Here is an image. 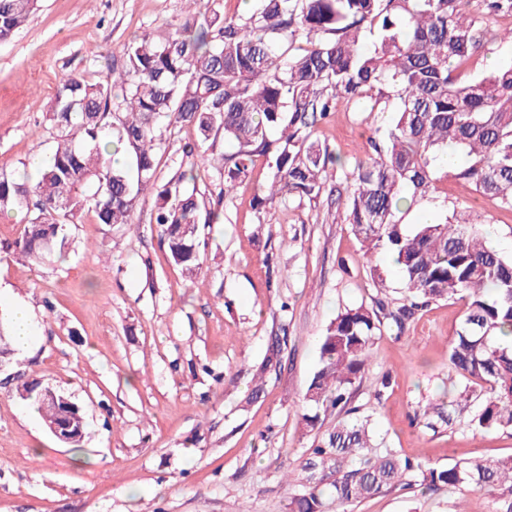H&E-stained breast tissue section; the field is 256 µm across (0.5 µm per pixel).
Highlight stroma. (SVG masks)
Returning a JSON list of instances; mask_svg holds the SVG:
<instances>
[{"label":"stroma","instance_id":"35a3bbf8","mask_svg":"<svg viewBox=\"0 0 512 512\" xmlns=\"http://www.w3.org/2000/svg\"><path fill=\"white\" fill-rule=\"evenodd\" d=\"M185 0H40L0 43V172L35 175L51 152L49 113L66 76L93 81L121 65L131 35L180 27ZM390 112L342 102L313 138L341 160L314 199L254 197L270 179L266 160L231 193L205 168L206 196L220 224L199 227L204 266L187 276L153 222V199H136L127 225L85 214L60 258L33 264L12 244L26 213L0 214V307L22 301L36 313L31 354L0 370V512H287L300 488L287 482L311 453L315 430L303 396L319 362V340L337 312L397 297V272L378 292L371 264L335 188L353 181L356 160ZM162 180L200 164L187 154L195 129L162 134ZM415 203L402 223L458 211L512 255V211L448 179ZM465 309L439 301L404 327L389 326L351 403L370 417L376 439L439 466L456 459L512 455V432H476L467 417L431 430L415 413L453 396L460 377L448 361ZM286 333L281 362L255 401L247 396L272 336ZM391 386L375 391L382 375ZM70 396L85 419L72 448L27 414L19 383ZM494 495L413 487L383 493L349 512H493Z\"/></svg>","mask_w":512,"mask_h":512}]
</instances>
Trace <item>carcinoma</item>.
Returning a JSON list of instances; mask_svg holds the SVG:
<instances>
[{"instance_id":"cac0c4a2","label":"carcinoma","mask_w":512,"mask_h":512,"mask_svg":"<svg viewBox=\"0 0 512 512\" xmlns=\"http://www.w3.org/2000/svg\"><path fill=\"white\" fill-rule=\"evenodd\" d=\"M468 2L256 0L244 19L198 10L173 32L131 37L121 70L96 82L63 79L52 112L55 146L36 179L0 174V210L32 215L14 242L32 261L62 251L70 226L85 213L108 226L131 223L136 198L150 189L171 258L192 276L202 265L199 225L219 224L221 214L208 207L196 169L160 181L161 125L193 126L198 140L191 153L219 135L232 144L233 152L205 159L226 188L266 159L270 182L255 197L262 207L277 196H318L338 158L311 133L337 101L368 98L370 111L382 112L386 90L393 92L398 104L382 133L383 150L356 161L346 207L370 258L391 256L403 304L388 313L381 301L347 306L321 336V363L304 395L317 412L303 419L314 428L319 411L339 408L348 419L321 435L303 465L304 489L290 497L288 512H324L325 490L336 512H348L355 503L411 486L407 477L433 491L486 490L497 496V512H512V456L459 459L439 468L381 446L370 419L346 408L381 335L380 313L401 328L431 303L459 296L466 310L448 360L461 381L452 401L425 407V427L451 425L453 415L471 407L479 385L484 401L471 424L512 431V343L500 341L512 336V256L468 219L410 225L398 218L403 206L436 192L433 163L450 151L462 161L449 178L512 210V60L464 75L485 44L501 38L483 16L466 10ZM36 4L0 0L1 41L25 25ZM368 26L379 38L365 50L360 36ZM114 151L132 163L112 165ZM11 343L0 326L1 363L15 361ZM284 343L271 344L259 376L280 363ZM33 393L47 428L70 418L65 444L82 447L85 421L75 403L50 387L23 388L22 394Z\"/></svg>"}]
</instances>
